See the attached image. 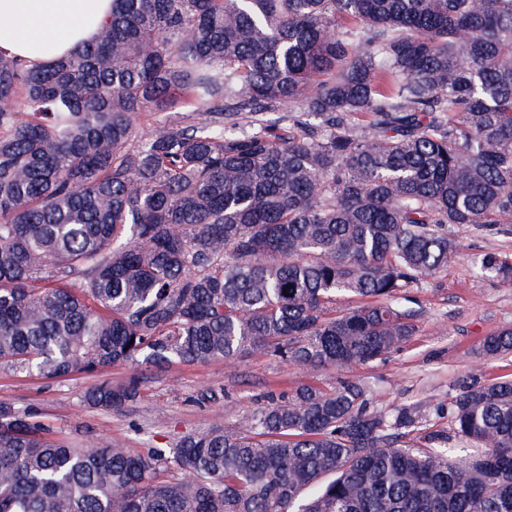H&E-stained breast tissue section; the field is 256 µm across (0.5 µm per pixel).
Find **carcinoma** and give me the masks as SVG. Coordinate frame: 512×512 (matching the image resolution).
I'll return each mask as SVG.
<instances>
[{"mask_svg": "<svg viewBox=\"0 0 512 512\" xmlns=\"http://www.w3.org/2000/svg\"><path fill=\"white\" fill-rule=\"evenodd\" d=\"M463 225L512 235V0H112L51 65L0 55L1 370L383 360L416 333L401 288ZM473 267L512 283L497 254ZM448 413L478 449L401 446L414 416L357 379L141 451L1 402L0 512H512V378Z\"/></svg>", "mask_w": 512, "mask_h": 512, "instance_id": "carcinoma-1", "label": "carcinoma"}]
</instances>
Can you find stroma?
<instances>
[{"label": "stroma", "mask_w": 512, "mask_h": 512, "mask_svg": "<svg viewBox=\"0 0 512 512\" xmlns=\"http://www.w3.org/2000/svg\"><path fill=\"white\" fill-rule=\"evenodd\" d=\"M453 236L458 250L447 270L402 289L400 304L413 313L418 330L385 360L306 370L253 351L231 366L220 360L176 363L146 372L140 398L122 413L85 402L93 383L85 375L47 379L0 370V402L32 408L53 437L68 442L90 432L142 449L217 425L233 426L268 394H290L305 384L330 390L354 377L368 387L375 408L392 416L413 413L416 424L404 443H420L431 432L452 435L451 396L476 380L512 376V354L482 353L486 336L512 329V283L470 269L476 255H512V236H488L467 226L454 228Z\"/></svg>", "instance_id": "stroma-1"}]
</instances>
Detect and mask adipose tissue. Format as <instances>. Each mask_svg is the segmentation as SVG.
Here are the masks:
<instances>
[{
  "label": "adipose tissue",
  "mask_w": 512,
  "mask_h": 512,
  "mask_svg": "<svg viewBox=\"0 0 512 512\" xmlns=\"http://www.w3.org/2000/svg\"><path fill=\"white\" fill-rule=\"evenodd\" d=\"M112 0H0V54L46 65L92 41Z\"/></svg>",
  "instance_id": "adipose-tissue-1"
}]
</instances>
